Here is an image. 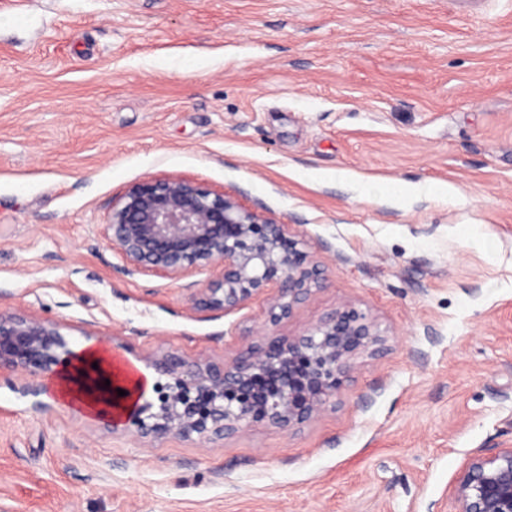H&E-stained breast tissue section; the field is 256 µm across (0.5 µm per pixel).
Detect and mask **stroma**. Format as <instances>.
<instances>
[{
	"mask_svg": "<svg viewBox=\"0 0 512 512\" xmlns=\"http://www.w3.org/2000/svg\"><path fill=\"white\" fill-rule=\"evenodd\" d=\"M155 175L240 191L321 287L272 327L124 276L97 228ZM344 303L387 348L290 432L144 442L1 374L0 512H448L512 447V0H0V311L133 366Z\"/></svg>",
	"mask_w": 512,
	"mask_h": 512,
	"instance_id": "obj_1",
	"label": "stroma"
}]
</instances>
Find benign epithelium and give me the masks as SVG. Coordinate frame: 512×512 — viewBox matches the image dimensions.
<instances>
[{
  "label": "benign epithelium",
  "mask_w": 512,
  "mask_h": 512,
  "mask_svg": "<svg viewBox=\"0 0 512 512\" xmlns=\"http://www.w3.org/2000/svg\"><path fill=\"white\" fill-rule=\"evenodd\" d=\"M98 233L115 249L123 274L184 283L195 312L226 314L265 294L275 326L319 287L304 241L288 225L244 206L235 192L186 178L155 176L129 185L112 200ZM216 266L219 274L206 287L190 280ZM63 329L58 321L0 312V371L16 374L18 391L36 397L44 378L68 370L100 409L112 412L97 415L104 426L151 442L222 440L255 424L296 430L336 397L359 358L382 353L386 343L374 320L346 303L298 335L265 334L223 362L148 353L141 360L159 375L154 395L129 407L128 383L78 361ZM451 502L452 512H512V448L472 456Z\"/></svg>",
  "instance_id": "benign-epithelium-1"
}]
</instances>
